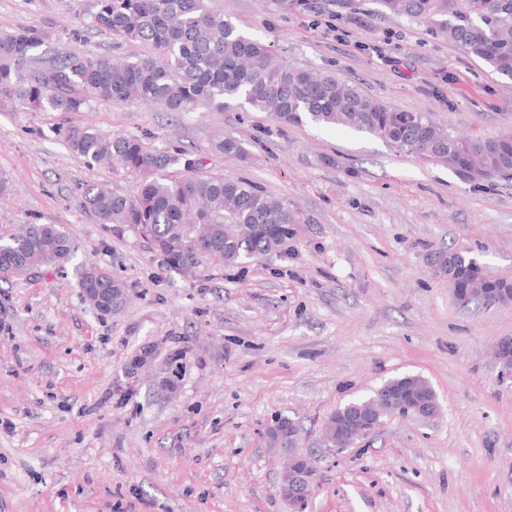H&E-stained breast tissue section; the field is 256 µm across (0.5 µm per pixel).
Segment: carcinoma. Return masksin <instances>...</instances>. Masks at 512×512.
Listing matches in <instances>:
<instances>
[{
	"label": "carcinoma",
	"mask_w": 512,
	"mask_h": 512,
	"mask_svg": "<svg viewBox=\"0 0 512 512\" xmlns=\"http://www.w3.org/2000/svg\"><path fill=\"white\" fill-rule=\"evenodd\" d=\"M212 0H91L88 26L119 43L150 44L152 56L116 60L110 55L69 53L51 62L39 50L52 37L41 28L0 32V99L33 112H84L94 99L161 103L189 113L249 107L283 126L304 122L350 127L383 138L410 154L430 156L480 189L512 180V135L453 136L428 117L391 110L356 84L329 71L298 69L274 56L211 5ZM376 12L422 20L494 73L512 80V0H374ZM68 147L89 164L120 168L141 177L136 196L88 184L82 206L100 224H126L151 242L169 268L234 267L250 260L280 258L299 233L302 218L287 203L247 179L202 175L180 147L150 146L148 137L106 136L91 125L64 131ZM74 252L58 224H22L4 239L0 280L33 270L61 267ZM438 277L451 287L479 280L480 291L456 301L487 302L500 282L481 276L479 260L461 251L435 258ZM112 293L114 312L126 305L128 285L95 264L82 268L79 288ZM390 397L425 403L426 417L439 411L437 394L415 375L342 407L348 416L363 405L385 418ZM284 426L267 436L274 448H294L297 433Z\"/></svg>",
	"instance_id": "carcinoma-1"
}]
</instances>
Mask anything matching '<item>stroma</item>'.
I'll use <instances>...</instances> for the list:
<instances>
[{
	"instance_id": "35a3bbf8",
	"label": "stroma",
	"mask_w": 512,
	"mask_h": 512,
	"mask_svg": "<svg viewBox=\"0 0 512 512\" xmlns=\"http://www.w3.org/2000/svg\"><path fill=\"white\" fill-rule=\"evenodd\" d=\"M88 5L0 0V31H51L50 58L150 54L88 28ZM214 5L290 65L334 72L391 109L464 136L512 130V80L424 23L378 15L372 0L343 18L331 0ZM73 28L81 41L69 40ZM79 121L154 133L206 173L251 179L299 211L297 239L269 261L198 278L170 270L147 239L82 207L86 184L133 196L139 178L72 152L59 131ZM219 134L249 159L226 157ZM1 174L0 235L60 224L76 250L64 269L0 281V512H288L286 454L265 438L279 416L295 420L315 460L305 512H512V375L495 356L512 340V303L459 306L433 271L437 252L461 251L512 280V185L478 190L351 129L282 132L263 112L97 99L78 114L0 100ZM87 263L127 283L122 312L101 318L84 301ZM146 350L150 364L134 368ZM407 374L431 384L437 415L393 417L343 450L324 445L337 408Z\"/></svg>"
}]
</instances>
